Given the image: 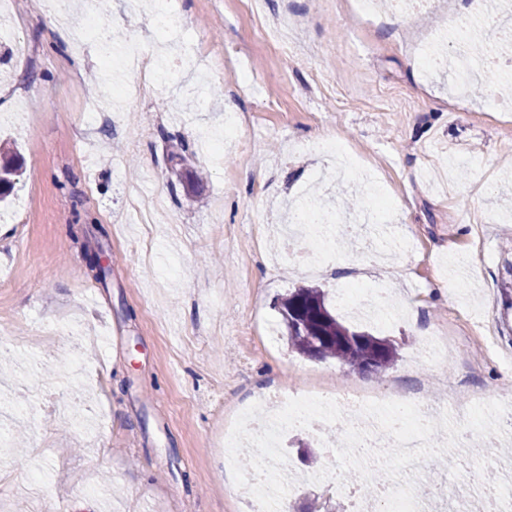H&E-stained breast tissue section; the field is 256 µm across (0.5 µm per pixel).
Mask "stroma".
<instances>
[{"label": "stroma", "mask_w": 512, "mask_h": 512, "mask_svg": "<svg viewBox=\"0 0 512 512\" xmlns=\"http://www.w3.org/2000/svg\"><path fill=\"white\" fill-rule=\"evenodd\" d=\"M286 21L288 54L253 37L249 0H175L192 15L183 46L209 76L200 106L162 124L159 99L114 112L97 139L82 140L88 108L113 105L119 74L99 72L94 40L72 0H10L0 11V143L18 146L21 171L0 209V350L10 352L0 399L23 414L0 420L26 436L23 455L0 446V512H246L224 466V416L288 383L333 389L464 377L493 388L512 376V96L458 94L459 78L422 65L456 53L451 11L479 12L485 26L512 17L490 0H426L387 9L365 34L342 0H262ZM64 15L50 26L49 14ZM124 23L128 45L148 54L166 34L143 9L111 0L101 13ZM237 47L259 73L238 94L224 64ZM249 113L224 161L200 141L226 111ZM378 174L386 233L331 234L320 275L282 262L272 214L314 192L340 205L371 197L324 155V138ZM99 252L106 282L87 264ZM387 281L401 313L362 320L400 352L384 374L350 373L292 351L277 297ZM455 323L458 340L437 364L416 361L429 327Z\"/></svg>", "instance_id": "stroma-1"}]
</instances>
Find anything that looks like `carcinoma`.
Here are the masks:
<instances>
[{
  "mask_svg": "<svg viewBox=\"0 0 512 512\" xmlns=\"http://www.w3.org/2000/svg\"><path fill=\"white\" fill-rule=\"evenodd\" d=\"M18 158L0 147V200L13 188ZM326 305L324 291L316 286H301L278 302L288 345L299 354L318 360H336L352 371L373 366L382 373L398 361V348L389 340L357 327L346 325L335 313L322 315Z\"/></svg>",
  "mask_w": 512,
  "mask_h": 512,
  "instance_id": "obj_1",
  "label": "carcinoma"
}]
</instances>
